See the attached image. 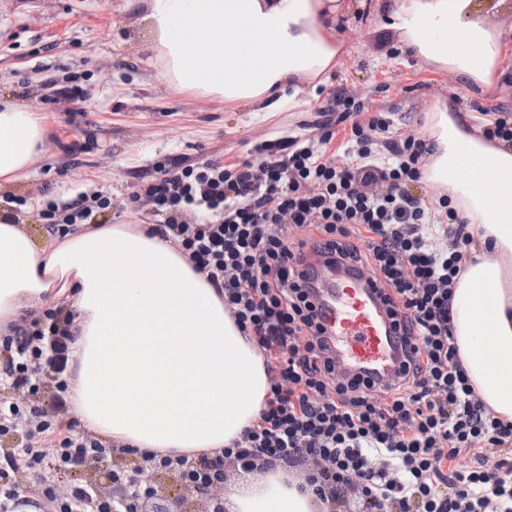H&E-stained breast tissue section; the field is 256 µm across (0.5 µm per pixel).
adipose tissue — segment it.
<instances>
[{
    "mask_svg": "<svg viewBox=\"0 0 512 512\" xmlns=\"http://www.w3.org/2000/svg\"><path fill=\"white\" fill-rule=\"evenodd\" d=\"M344 0H126L176 88L279 112L316 98L342 49ZM400 49L497 90L512 32L473 17L472 0H377ZM425 168L478 242L452 299L454 344L485 404L512 420V142H487L456 104L426 115ZM45 129L30 107L0 102V186L21 180ZM75 315L68 381L74 412L117 445L222 454L259 417L269 391L262 354L224 300L145 224L33 238L0 218V329L48 299ZM233 512H321L284 471L232 488Z\"/></svg>",
    "mask_w": 512,
    "mask_h": 512,
    "instance_id": "1",
    "label": "adipose tissue"
}]
</instances>
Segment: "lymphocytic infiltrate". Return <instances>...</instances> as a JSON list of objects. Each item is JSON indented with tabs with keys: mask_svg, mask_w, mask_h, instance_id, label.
I'll return each mask as SVG.
<instances>
[{
	"mask_svg": "<svg viewBox=\"0 0 512 512\" xmlns=\"http://www.w3.org/2000/svg\"><path fill=\"white\" fill-rule=\"evenodd\" d=\"M323 115L318 139L286 138L233 165L160 164L144 187L155 209L151 234L181 251L223 297L265 358L269 393L256 424L223 456L141 450L137 457L202 486L223 481L228 460L265 471L313 458L320 467L306 488L326 512H336L352 488L361 512H512V421L481 400L452 345L453 288L474 244L468 220L448 200L434 206L412 193L429 152L424 139L396 132L360 103ZM110 204L102 195L62 208L50 201L42 216L63 239ZM298 228L306 236H295ZM438 239L451 240V249L437 250ZM310 253L372 274L412 345L399 383L337 372L317 288L303 268ZM72 319L50 309L0 338L9 354L6 385L34 394L48 379L56 389L51 413L0 402V436L22 435L20 447L0 453V512H12L20 498L11 481L20 467L38 479L53 512H125L86 484L55 494L58 474L109 461L117 450L60 420L72 407L65 378ZM464 448L474 468L456 466Z\"/></svg>",
	"mask_w": 512,
	"mask_h": 512,
	"instance_id": "f902f5d3",
	"label": "lymphocytic infiltrate"
}]
</instances>
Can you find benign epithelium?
I'll list each match as a JSON object with an SVG mask.
<instances>
[{"label":"benign epithelium","mask_w":512,"mask_h":512,"mask_svg":"<svg viewBox=\"0 0 512 512\" xmlns=\"http://www.w3.org/2000/svg\"><path fill=\"white\" fill-rule=\"evenodd\" d=\"M160 480L172 477L183 484L186 494L169 498L163 494L153 493L148 497L135 499L130 495L134 483L146 484L150 477ZM206 498L211 502L224 498V483H216L208 488H200L195 484L186 483L181 476L173 471L159 472L147 471L146 468L136 464L127 469L112 471V499L130 506L133 512H197L193 508V498Z\"/></svg>","instance_id":"7a95c632"}]
</instances>
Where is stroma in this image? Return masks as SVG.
<instances>
[{
	"mask_svg": "<svg viewBox=\"0 0 512 512\" xmlns=\"http://www.w3.org/2000/svg\"><path fill=\"white\" fill-rule=\"evenodd\" d=\"M340 23L344 47L318 100L264 120L219 98L178 90L148 64L134 12L124 0H0V96L32 107L43 120L42 152L29 175L0 189V216L41 236L47 201L106 195L99 224H149L152 208L135 200L156 163L236 164L256 147L287 135L319 136V108L355 99L404 133L427 137L425 115L440 100L487 109L456 75L397 50L394 30L376 29L360 0ZM77 84L82 104L61 93ZM82 116H73L74 107ZM80 141L69 155L64 143Z\"/></svg>",
	"mask_w": 512,
	"mask_h": 512,
	"instance_id": "35a3bbf8",
	"label": "stroma"
}]
</instances>
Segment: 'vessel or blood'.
Masks as SVG:
<instances>
[{"label": "vessel or blood", "instance_id": "1", "mask_svg": "<svg viewBox=\"0 0 512 512\" xmlns=\"http://www.w3.org/2000/svg\"><path fill=\"white\" fill-rule=\"evenodd\" d=\"M308 264L329 283L323 292L322 322L338 368L381 380L394 378L408 347L393 328L369 275L347 265L325 266L315 256Z\"/></svg>", "mask_w": 512, "mask_h": 512}]
</instances>
